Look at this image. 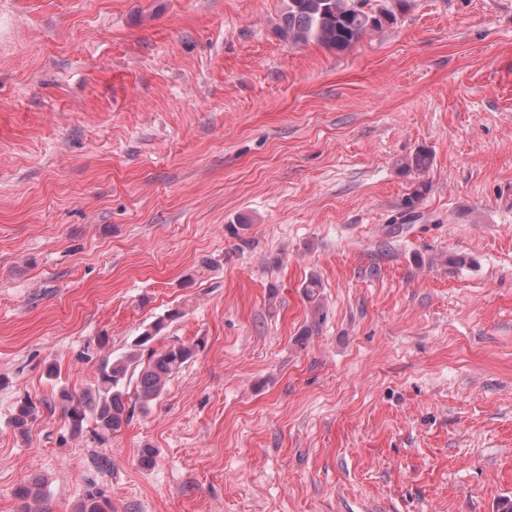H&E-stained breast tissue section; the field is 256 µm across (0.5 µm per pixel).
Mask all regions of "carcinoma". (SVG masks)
<instances>
[{
	"instance_id": "carcinoma-1",
	"label": "carcinoma",
	"mask_w": 512,
	"mask_h": 512,
	"mask_svg": "<svg viewBox=\"0 0 512 512\" xmlns=\"http://www.w3.org/2000/svg\"><path fill=\"white\" fill-rule=\"evenodd\" d=\"M407 5L408 0H381L375 5L371 0H282L277 33L294 45L315 42L342 53L366 34L394 24L397 11ZM431 165L432 154L420 150L403 167L423 172ZM178 316L179 312L174 311L167 319ZM165 320L160 319L145 329L125 354L103 358L91 388L79 395L64 387L58 391V404L72 434H81L88 418L93 419L101 434L121 431L130 424L135 409L148 410L203 347L201 340L193 343L173 340L156 349L153 342L167 328ZM36 410V405L26 400L16 406L10 420L14 433L26 436L37 416ZM15 498L17 512H43V483L33 481L18 487ZM76 512H112V506L101 492L92 488L86 491Z\"/></svg>"
}]
</instances>
